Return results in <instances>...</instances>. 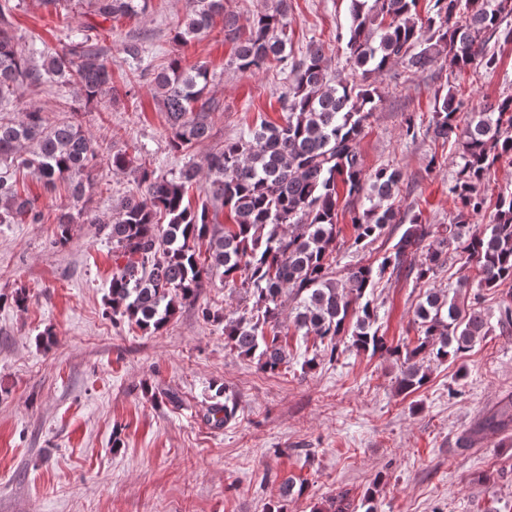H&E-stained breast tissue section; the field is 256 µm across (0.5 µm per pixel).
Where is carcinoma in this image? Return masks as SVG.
Here are the masks:
<instances>
[{"instance_id":"1","label":"carcinoma","mask_w":512,"mask_h":512,"mask_svg":"<svg viewBox=\"0 0 512 512\" xmlns=\"http://www.w3.org/2000/svg\"><path fill=\"white\" fill-rule=\"evenodd\" d=\"M419 0H350L346 24L336 35L347 62L362 82L329 75L323 44L314 43L299 59H289L288 0H265L249 19L243 35L239 18L224 0H193L194 6L173 41L185 45L207 33L216 17L224 18V39L235 44L233 64L257 72L269 62L289 65L281 98L280 125L245 130L207 158L206 168L185 163L177 174L160 175L141 163L130 168L122 152L111 157L112 170H132L136 189L116 204L117 216L103 223L81 208L60 215L58 242L70 240L72 225L95 224L112 244L115 269L109 286L112 316L146 332L164 329L179 306L194 303L204 282L219 280L251 292V309L224 319V343L254 357L261 369L275 373L288 363L280 316L286 300L294 330L320 339L328 360L339 357L347 336L359 351H389L401 361L398 388L414 392L428 383L429 364L443 363L489 335L491 326L479 299L461 306L447 293L430 288L414 310L417 344L390 347L375 328L371 292L384 275L404 267L408 255L421 253L410 269L416 281L435 276L448 261V246L477 270V287L486 291L512 281V191L495 202L485 194L493 167L512 157V95L461 111L457 90L436 93L427 126L413 115L405 135L418 133L457 145L456 178L450 187L458 214L454 224H424L418 215L400 216L397 198L402 174L390 166L365 170L360 149L369 117L378 106L377 87L368 82L394 61L417 73L440 62L451 71L472 65L496 68L486 50V36L512 43L508 0H433L421 17ZM62 21L61 48L21 32L16 14L22 0H0V224H38L44 215L34 199L21 193L16 172L37 175L44 187L66 184L79 203L93 182L97 144L79 120L82 107L112 92L108 48L98 26L69 23L73 6L106 22L143 14L149 0H43ZM139 37L124 48L132 75L149 81L166 115L170 144L187 152L211 134L213 101L206 96L211 77L204 64L186 65L175 56L154 64ZM43 92L71 88L76 95L58 103V117L48 120L41 107L22 99L23 89ZM199 186L205 200L194 206L188 190ZM354 230L352 246L364 248L395 226L402 233L393 251L377 264L350 269L340 279L332 270L337 251L339 194ZM490 210L480 231L465 224L471 214ZM227 215L228 223L220 221ZM208 242L205 253L197 251ZM204 413L221 427L237 414L224 387ZM512 427V399L492 409L469 433V442L486 429ZM302 493L292 479L279 488L270 512H285L288 498Z\"/></svg>"}]
</instances>
